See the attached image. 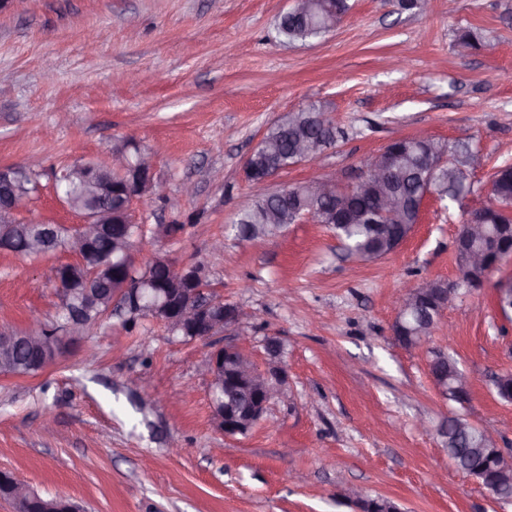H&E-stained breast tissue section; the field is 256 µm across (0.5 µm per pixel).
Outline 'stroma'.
I'll return each mask as SVG.
<instances>
[{
    "instance_id": "1",
    "label": "stroma",
    "mask_w": 512,
    "mask_h": 512,
    "mask_svg": "<svg viewBox=\"0 0 512 512\" xmlns=\"http://www.w3.org/2000/svg\"><path fill=\"white\" fill-rule=\"evenodd\" d=\"M351 2L335 31L293 45L275 30L289 0H15L0 11V167L39 182L20 221L80 224L54 193L56 174L130 143H163L161 192L132 208L147 228L181 230L137 242V263L163 252L200 265L225 302L264 314L187 341L156 321L127 328L114 313L45 370L0 374V471L83 512H361L354 486L401 512H512L443 445L460 412L512 451V402L493 387L512 371V318L495 288L512 261L445 309L418 350L395 341L391 301L401 284L455 279L460 225L512 163V0H426L412 11ZM467 30L487 49L458 55ZM311 102L341 135L318 165L290 166L272 188L314 175L353 184L391 138L425 132L478 151L470 193L429 201L410 238L374 261L312 222L236 237L230 224L263 193L244 179V160L281 114ZM72 260L0 252V326L55 324L54 269ZM270 337L283 346L281 396L267 421L224 436L209 356L231 342L261 366ZM439 350L471 380L466 405L433 384Z\"/></svg>"
}]
</instances>
